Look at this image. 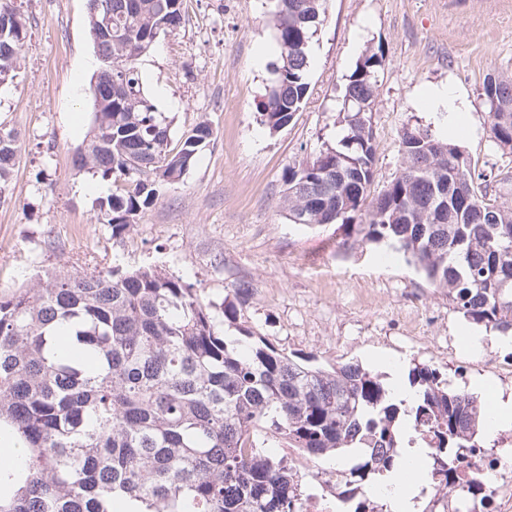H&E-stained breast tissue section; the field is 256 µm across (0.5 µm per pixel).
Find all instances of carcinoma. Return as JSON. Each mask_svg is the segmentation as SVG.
I'll use <instances>...</instances> for the list:
<instances>
[{
	"instance_id": "cac0c4a2",
	"label": "carcinoma",
	"mask_w": 512,
	"mask_h": 512,
	"mask_svg": "<svg viewBox=\"0 0 512 512\" xmlns=\"http://www.w3.org/2000/svg\"><path fill=\"white\" fill-rule=\"evenodd\" d=\"M180 0H113L112 66L129 89L93 100V129L74 164L124 187L101 201V223L121 236L165 184L183 180L213 140L202 121L169 150L172 120L143 88L137 66L156 35L180 27ZM328 0H274L276 40L261 123L287 127L309 93V47ZM0 83L13 81L27 46L25 19L0 3ZM381 59L349 76L336 142L284 174L289 220L340 224L358 242H388L426 280L448 289L466 318L512 336V171L483 169L419 123L400 137L401 164L375 197L374 132ZM495 144L512 155V79L483 85ZM21 151L0 126V202ZM448 191L437 212L435 197ZM499 207L496 224L480 211ZM213 305L158 268L59 273L32 288L0 290V430L21 457L0 465V512H301L309 496L296 467L264 450L271 440L310 459L354 449L336 469L338 512L365 486L387 483L400 448H432L428 487L448 490V449L479 448L490 413L439 372L416 365L412 401L396 400L358 363L310 366L242 329L227 341Z\"/></svg>"
}]
</instances>
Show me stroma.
I'll return each mask as SVG.
<instances>
[{
  "label": "stroma",
  "instance_id": "obj_1",
  "mask_svg": "<svg viewBox=\"0 0 512 512\" xmlns=\"http://www.w3.org/2000/svg\"><path fill=\"white\" fill-rule=\"evenodd\" d=\"M26 21L29 48L0 91V124L22 140L8 199L0 203V290L27 288L46 272L158 267L222 305L245 284L240 327L286 353L322 365L359 362L383 373L397 361L479 381L499 396L512 346L469 323L387 243L349 246L337 225L296 224L281 207L288 166L335 143L343 89L365 55L383 62L372 110V192L399 163L400 133L434 123L421 99L434 85L468 102L472 135L460 147L479 165L512 168L494 143L482 97L491 76L512 78V0H329L312 39L310 92L293 121L272 133L257 107L271 79L257 66L273 45L270 0H183L185 18L138 60L144 88L173 120L170 150L198 122L216 138L182 182L121 237L101 222L110 187L73 164L93 119L90 79L99 62L86 0H10ZM479 337L472 346L471 337Z\"/></svg>",
  "mask_w": 512,
  "mask_h": 512
}]
</instances>
